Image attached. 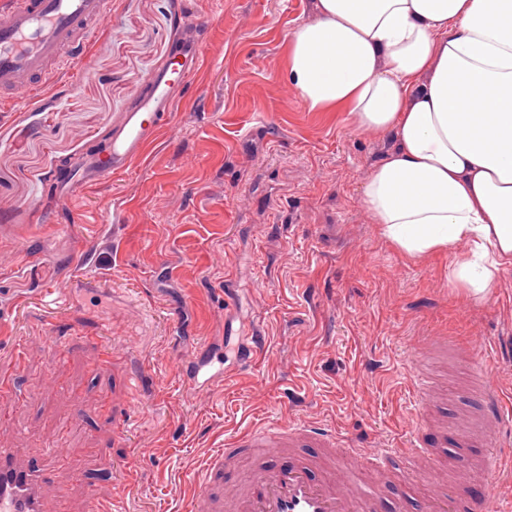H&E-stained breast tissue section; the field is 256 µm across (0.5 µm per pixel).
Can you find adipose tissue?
<instances>
[{
	"instance_id": "obj_1",
	"label": "adipose tissue",
	"mask_w": 512,
	"mask_h": 512,
	"mask_svg": "<svg viewBox=\"0 0 512 512\" xmlns=\"http://www.w3.org/2000/svg\"><path fill=\"white\" fill-rule=\"evenodd\" d=\"M285 78L309 110L390 134L361 201L402 253L455 251L486 297L512 265V0H314Z\"/></svg>"
}]
</instances>
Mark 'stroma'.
<instances>
[{"mask_svg": "<svg viewBox=\"0 0 512 512\" xmlns=\"http://www.w3.org/2000/svg\"><path fill=\"white\" fill-rule=\"evenodd\" d=\"M311 18V0H112L95 78L0 105V376L14 398L0 441L64 448L81 477L71 512L86 486L120 484L126 512H190L211 454L288 417L368 446L419 426L455 435L476 358L512 400V266L476 300L449 284L451 253L411 257L381 236L361 186L391 137L309 111L284 77ZM187 30L203 58L171 127L57 213L54 175L104 146ZM248 322L265 357L192 391L184 355L222 338L234 358ZM433 336L448 340L424 358L445 408L422 415L409 370ZM480 460L476 445L377 483L381 512L473 494Z\"/></svg>", "mask_w": 512, "mask_h": 512, "instance_id": "35a3bbf8", "label": "stroma"}]
</instances>
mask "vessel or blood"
Segmentation results:
<instances>
[{
    "label": "vessel or blood",
    "mask_w": 512,
    "mask_h": 512,
    "mask_svg": "<svg viewBox=\"0 0 512 512\" xmlns=\"http://www.w3.org/2000/svg\"><path fill=\"white\" fill-rule=\"evenodd\" d=\"M112 12V0H0V102L39 100L49 82L60 72H77L89 79L94 70L89 59L92 40ZM202 59L200 45L182 44L175 64L153 73L146 94L136 96L124 121L107 145L85 155L65 180L57 183V208L67 210L77 189L103 184L131 169L138 157L169 127L179 90ZM225 373L224 353L211 350L187 360L183 375L195 390L206 391ZM474 391L469 400L475 414L466 421L461 439L448 445L455 454L481 442L480 479L492 486L497 475L512 471V459L503 460L497 437L504 423V395L489 379L480 362H473ZM433 380L416 367L411 389L418 409L436 408ZM314 446L331 457L349 455L361 469L391 479L402 477L407 460L423 457L422 443L410 448L381 450L344 444L336 433L314 423L261 428L237 437L214 454L195 482L192 512H378L373 491L355 493L352 474L310 476L308 463L293 454L287 464L278 459L286 449ZM266 449L269 460L254 471L233 476L245 449ZM55 449H45L41 460H31L24 449L0 446V512H70L68 489L74 474L55 471ZM124 496L112 498L89 491L86 512H115ZM430 512H512V500L503 502L486 494L462 497L456 503L433 498Z\"/></svg>",
    "instance_id": "obj_1"
}]
</instances>
